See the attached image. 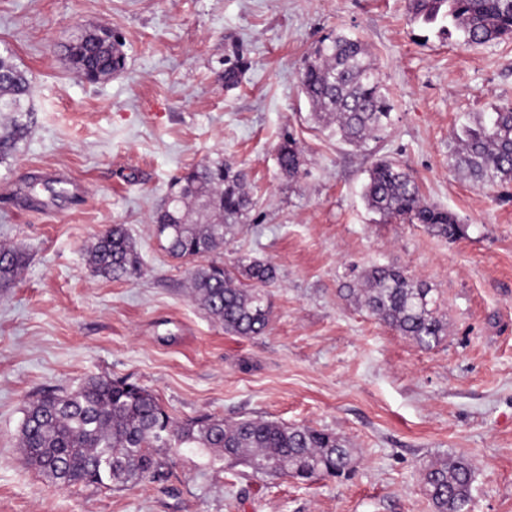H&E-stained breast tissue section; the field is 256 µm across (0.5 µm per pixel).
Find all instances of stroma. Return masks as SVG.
I'll return each instance as SVG.
<instances>
[{
  "label": "stroma",
  "mask_w": 512,
  "mask_h": 512,
  "mask_svg": "<svg viewBox=\"0 0 512 512\" xmlns=\"http://www.w3.org/2000/svg\"><path fill=\"white\" fill-rule=\"evenodd\" d=\"M408 0H0V50L32 81L35 125L0 165V246L27 262L0 289V512H433L424 466L464 455L469 512H512V183L474 184L450 156L454 130L512 106V38L481 45L411 21ZM105 27L127 68L89 84L65 47ZM360 38L381 72L391 121L354 148L317 128L299 85L313 44ZM248 67L235 88L226 60ZM293 138L302 166L284 176ZM224 155L249 173L253 206L214 261L275 266L270 322L252 338L225 330L196 300L152 217L173 177ZM408 171L426 200L466 230L449 241L368 209L372 164ZM72 180L41 192L31 181ZM128 229L140 275L98 274L99 232ZM375 264L438 297L447 332L426 350L347 291ZM151 390L177 421L202 416L310 426L345 437L347 479L300 484L198 456L158 455L171 474L125 488L60 489L27 464L20 425L44 391L86 379ZM277 159L282 173L289 178L297 176L302 165V160L301 153L294 141L286 140L279 145Z\"/></svg>",
  "instance_id": "stroma-1"
}]
</instances>
